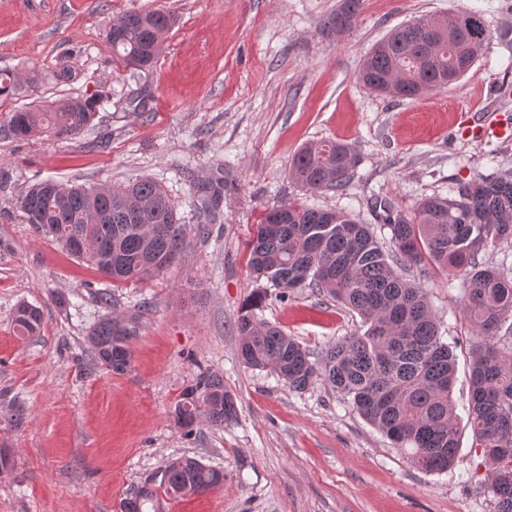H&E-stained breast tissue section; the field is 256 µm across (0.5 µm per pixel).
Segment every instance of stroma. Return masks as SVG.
<instances>
[{
	"label": "stroma",
	"mask_w": 512,
	"mask_h": 512,
	"mask_svg": "<svg viewBox=\"0 0 512 512\" xmlns=\"http://www.w3.org/2000/svg\"><path fill=\"white\" fill-rule=\"evenodd\" d=\"M340 0H0V124L20 109L101 95L80 136H0V512H119L120 502L173 459L224 471V485L164 512H496L487 467L467 425L470 365L480 342L459 289L419 270L441 331L454 345L460 458L447 472L414 466L322 378L297 392L269 370L245 367L235 321L257 287L245 246L270 205L332 208L383 229L371 201L411 211L452 182L512 170V0H361L351 28H323ZM479 11L492 38L447 89L397 101L364 89L366 52L413 18ZM175 18L154 65L128 70L107 33L129 11ZM36 75V86L25 83ZM494 109L491 125L470 121ZM353 144L361 158L346 193L307 192L289 167L302 145ZM144 177L168 190L189 247L159 276L112 284L26 224L29 185H117ZM223 178L216 219L199 236V182ZM110 292L114 307L99 293ZM42 311L38 335L15 333L19 302ZM141 317L131 367L116 375L88 342L109 310ZM313 355L363 333L354 311L310 289L269 297L256 311ZM220 373L236 422L195 424L174 410L198 374Z\"/></svg>",
	"instance_id": "1"
}]
</instances>
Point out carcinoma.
Returning a JSON list of instances; mask_svg holds the SVG:
<instances>
[{"instance_id":"1","label":"carcinoma","mask_w":512,"mask_h":512,"mask_svg":"<svg viewBox=\"0 0 512 512\" xmlns=\"http://www.w3.org/2000/svg\"><path fill=\"white\" fill-rule=\"evenodd\" d=\"M358 8L359 0H342L325 26L336 32L351 27ZM173 24L164 11L127 12L108 31L112 53L144 69ZM490 38L483 15L471 10L439 21L410 19L365 55L358 79L371 93L418 99L448 87L451 69L465 76ZM96 107L94 98L77 97L49 112L16 111L0 133L17 140L76 137L93 122ZM358 162L352 144L325 141L303 146L291 175L309 192L341 194ZM18 207L26 223L114 282L159 273L187 249L175 203L151 179L88 187L44 181L24 191ZM372 207L390 231L386 243L342 210L291 204L264 210L247 244L252 278L279 289L282 297L314 288L356 311L366 330L329 346L317 364L295 338L258 319L255 310L268 299L259 286L235 322L243 363L274 371L295 391L323 376L415 466L444 472L455 465L459 450L451 397L456 356L443 340L426 289L402 270L413 266L444 275L450 288L459 282L465 315L483 336L471 371L473 444L482 449L497 512H512V324L506 325L512 318V265L507 253L497 266L479 260L490 248L512 247V174L460 181L446 197L421 199L411 215L387 199H375ZM40 326L39 309L19 304L17 333L34 336ZM139 330L138 314L114 312L97 321L88 342L103 366L123 374ZM201 418L216 426L238 418L237 399L218 373H201L175 409L176 423L188 434ZM222 485L223 470L181 457L167 465L159 487L175 496L179 487L203 494ZM121 512L162 510L155 489L145 485L121 501Z\"/></svg>"}]
</instances>
